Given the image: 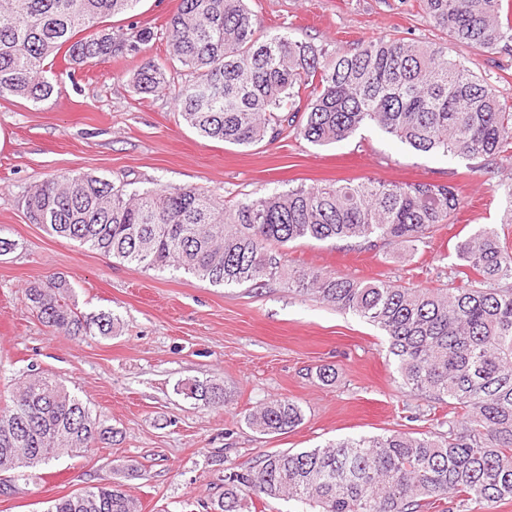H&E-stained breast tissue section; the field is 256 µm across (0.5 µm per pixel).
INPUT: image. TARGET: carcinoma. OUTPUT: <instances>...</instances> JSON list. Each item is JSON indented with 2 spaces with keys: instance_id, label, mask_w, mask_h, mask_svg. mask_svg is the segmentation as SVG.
<instances>
[{
  "instance_id": "obj_1",
  "label": "carcinoma",
  "mask_w": 512,
  "mask_h": 512,
  "mask_svg": "<svg viewBox=\"0 0 512 512\" xmlns=\"http://www.w3.org/2000/svg\"><path fill=\"white\" fill-rule=\"evenodd\" d=\"M140 0H0V98H48V59L83 66L139 54L154 40L167 68L149 58L131 79L138 94L178 86L183 122L200 135L250 147L288 133L313 145L347 140L371 125L423 153L466 159L512 156V104L448 57V47L405 37L328 53L282 31L260 32L248 0H178L159 28L106 31ZM429 24L455 42L512 50L502 0H420ZM26 216L92 251L148 269L184 271L214 287L288 288L350 311L380 329L402 384L448 421L420 437H349L320 448L263 454L224 476L215 512L243 501L287 498L301 512H421L448 498L457 512H491L512 501V250L483 227L455 246L453 288L359 282L319 271L285 274L280 248L348 241L368 249L424 243L460 208L455 188L428 181L292 188L224 205L191 188L128 190L91 173L43 180L22 195ZM53 277L27 289L33 312L53 330L109 336L110 314H83ZM187 397L221 405L217 387L189 383ZM288 398L247 416L259 432L298 426ZM112 439L104 416L36 369L0 407V473L76 456ZM47 512H137L121 489L95 486Z\"/></svg>"
}]
</instances>
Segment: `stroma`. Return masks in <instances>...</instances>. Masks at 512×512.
I'll use <instances>...</instances> for the list:
<instances>
[{"label":"stroma","instance_id":"35a3bbf8","mask_svg":"<svg viewBox=\"0 0 512 512\" xmlns=\"http://www.w3.org/2000/svg\"><path fill=\"white\" fill-rule=\"evenodd\" d=\"M176 5L140 0L134 14L106 25L117 34L134 22L158 26ZM250 7L264 30L284 25L293 39L331 52L394 34L447 44L452 58L512 103V53L450 42L426 21L419 0H251ZM148 58L167 62L165 42L74 70L58 57L47 74L55 87L49 98L0 99V234L19 243L0 257V394L34 367L105 415L114 431L111 443L30 469L0 495V512H46L52 500L104 483L130 495L139 512H214L225 475L261 453L422 433L448 418L447 404L402 387L385 336L359 316L278 280L261 289L214 287L90 251L29 222L22 195L30 185L89 172L228 203L300 185L445 182L462 209L426 244L358 251L343 242L299 243L283 251L286 271L446 288L465 235L493 225L512 247L500 189L512 178V158L425 154L373 126L328 146L292 136L247 148L204 138L179 122L174 91L134 93L130 79ZM49 276L67 282L79 311L116 316L113 334L74 337L45 326L26 291ZM322 366L335 369L333 382L316 379ZM193 380L223 388V405L186 398L181 385ZM278 397L299 402L303 422L285 433L249 427L246 415Z\"/></svg>","mask_w":512,"mask_h":512}]
</instances>
